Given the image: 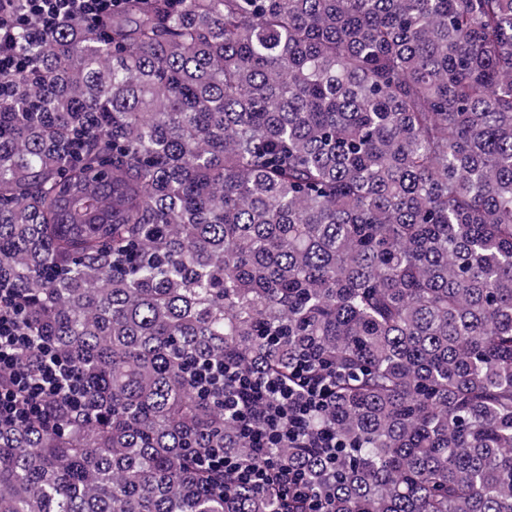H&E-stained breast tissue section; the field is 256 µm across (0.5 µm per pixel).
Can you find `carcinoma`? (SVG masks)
Listing matches in <instances>:
<instances>
[{
	"mask_svg": "<svg viewBox=\"0 0 512 512\" xmlns=\"http://www.w3.org/2000/svg\"><path fill=\"white\" fill-rule=\"evenodd\" d=\"M0 75V284L92 415L0 421V512H303L184 370L340 375L328 512H512V0H122Z\"/></svg>",
	"mask_w": 512,
	"mask_h": 512,
	"instance_id": "carcinoma-1",
	"label": "carcinoma"
}]
</instances>
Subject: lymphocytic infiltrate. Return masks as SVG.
<instances>
[{"label": "lymphocytic infiltrate", "mask_w": 512, "mask_h": 512, "mask_svg": "<svg viewBox=\"0 0 512 512\" xmlns=\"http://www.w3.org/2000/svg\"><path fill=\"white\" fill-rule=\"evenodd\" d=\"M26 14L37 18L43 31L59 28L64 21L79 18L94 21L110 13L113 0H20ZM29 337L20 327L15 312L14 292L0 288V420L28 423L43 419L51 401L61 397L76 414H84L79 375L75 367L47 352L38 366L27 365L24 354ZM309 356L297 357L294 371L300 380L288 384L239 364L211 365L193 370L191 379L202 386L220 385L224 409L231 412L250 447L251 458L212 448L197 464L215 477L232 472L237 485L259 490L278 484L283 497L301 502L306 512H327L326 504L308 486L303 475L290 469L276 448H312L324 457L334 456L336 434L323 430L308 432L310 418L327 405L333 372L312 375Z\"/></svg>", "instance_id": "f902f5d3"}]
</instances>
